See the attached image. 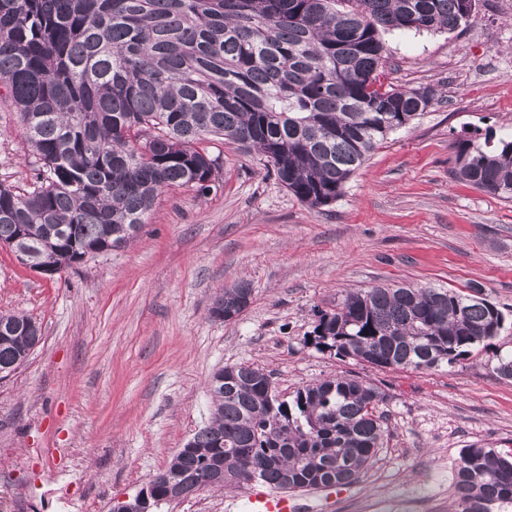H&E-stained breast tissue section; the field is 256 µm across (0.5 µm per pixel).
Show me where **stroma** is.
I'll return each mask as SVG.
<instances>
[{
  "label": "stroma",
  "mask_w": 512,
  "mask_h": 512,
  "mask_svg": "<svg viewBox=\"0 0 512 512\" xmlns=\"http://www.w3.org/2000/svg\"><path fill=\"white\" fill-rule=\"evenodd\" d=\"M386 77L440 97L389 135L333 204L312 208L256 152L206 140L217 191L170 188L138 237L49 276L0 246V313L42 327L0 379V512H108L211 418L208 381L235 363L270 371L285 397L338 373L379 386L389 433L358 481L298 492L304 512H450L464 448H512V201L454 179L453 144L512 132V0H478L466 25L388 32ZM34 158L0 86V182L22 189ZM248 281L235 320L214 296ZM468 290L506 316L452 365L378 369L307 345L316 313L379 285ZM255 483L203 491L160 512H247Z\"/></svg>",
  "instance_id": "1"
}]
</instances>
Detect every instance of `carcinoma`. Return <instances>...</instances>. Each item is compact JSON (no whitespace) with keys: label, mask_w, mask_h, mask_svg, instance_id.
Listing matches in <instances>:
<instances>
[{"label":"carcinoma","mask_w":512,"mask_h":512,"mask_svg":"<svg viewBox=\"0 0 512 512\" xmlns=\"http://www.w3.org/2000/svg\"><path fill=\"white\" fill-rule=\"evenodd\" d=\"M465 0H0V81L40 163L35 186L0 182V245L59 273L136 237L158 195L217 189L202 141L263 157L300 202L328 206L436 89L385 84L381 32L454 31ZM452 175L512 200V134L454 142ZM252 288L215 296L240 311ZM505 316L469 292L393 286L347 292L317 312L311 344L378 368L451 365L496 338ZM38 323L0 313V371L23 365ZM212 416L164 469L185 490L240 483L249 465L280 490L359 480L388 436L385 394L350 375L277 393L254 364L222 367ZM224 481L212 483L213 467ZM454 512L512 509V451L465 449Z\"/></svg>","instance_id":"1"}]
</instances>
